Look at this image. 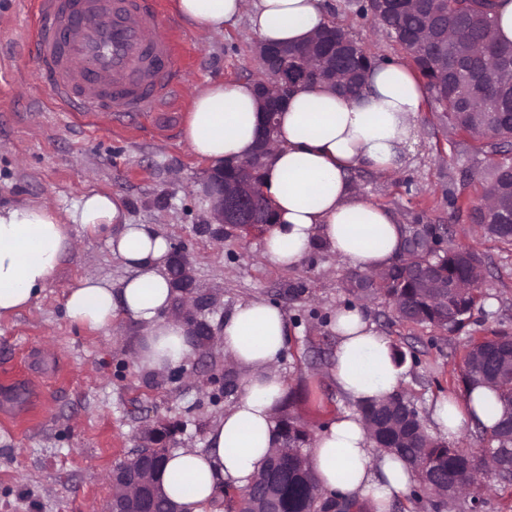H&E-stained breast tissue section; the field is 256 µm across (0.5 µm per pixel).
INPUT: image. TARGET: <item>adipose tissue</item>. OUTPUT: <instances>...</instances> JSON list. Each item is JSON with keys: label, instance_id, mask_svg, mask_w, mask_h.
<instances>
[{"label": "adipose tissue", "instance_id": "ef3b65f1", "mask_svg": "<svg viewBox=\"0 0 512 512\" xmlns=\"http://www.w3.org/2000/svg\"><path fill=\"white\" fill-rule=\"evenodd\" d=\"M193 27L218 33L248 16L268 43L306 44L326 22L322 0H174ZM425 85L406 63L387 61L368 71L363 89L346 97L315 84L293 94L276 116L274 148L264 168V191L277 214L265 232L263 262L294 269L324 243L349 266L368 272L388 268L403 250L404 229L386 207L353 185L359 168L389 175L403 164L419 138ZM263 112L248 82L215 81L191 98L183 140L198 158L219 168L244 160L259 143ZM106 238L129 274L119 287L93 275L64 295L71 322L101 329L120 314L143 334L133 355L144 373L185 364L194 346L183 321L170 314L174 293L165 272L169 239L150 224H133L118 197L89 192L59 214L45 204L0 207V320L29 308L74 248V229ZM332 377L348 407L318 432L309 461L320 490L352 499L368 512H388L414 482L396 455L373 450L358 406L390 396L405 378L390 355L389 340L361 304L337 307ZM287 323L265 299L239 303L224 318V356L241 373L237 399L212 424L202 448L168 453L160 482L186 512H222L217 487L248 489L272 448L278 447L277 415L286 385L281 361ZM502 406L482 385L461 396L437 397L429 410L430 432L446 440L466 429H493Z\"/></svg>", "mask_w": 512, "mask_h": 512}]
</instances>
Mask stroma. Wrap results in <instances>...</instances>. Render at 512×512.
I'll list each match as a JSON object with an SVG mask.
<instances>
[{"label": "stroma", "instance_id": "stroma-1", "mask_svg": "<svg viewBox=\"0 0 512 512\" xmlns=\"http://www.w3.org/2000/svg\"><path fill=\"white\" fill-rule=\"evenodd\" d=\"M161 4L163 27L180 35L184 71L158 114L139 117L125 136L109 120L85 124L57 106L40 82L37 66L21 49L33 21V0H0V206L44 203L66 212L95 190L117 196L135 224H151L171 243L185 246L197 288L213 294L216 319L238 303H277L288 324L282 365L290 412L321 430L344 407L329 376L336 336L331 313L348 300L350 268L326 249L314 250L297 269L262 263L263 235L232 232L217 241L198 234L208 218L199 185L205 161L182 139L196 87L213 80H252L259 63L248 19L204 34L188 27L172 0ZM326 17L343 27L375 58L400 59L401 46L374 22L355 15L348 0H324ZM419 141L400 170L380 177L361 170L355 186L390 208L402 224H441L453 244L484 260L482 300L470 324L455 333L395 320L381 302L365 308L392 345L406 355L405 383L420 410L442 392H461L456 364L471 336L512 332V250L500 249L456 212L451 196L477 199L490 179L474 140L441 118L433 99L419 115ZM76 245L35 303L0 320V383L32 379L30 411L0 414V512H101L108 497L106 473L136 448L146 428L181 424L170 448H202L213 420L230 400L216 396L211 375L224 371L220 345L196 350L183 376H149L132 362L139 324L118 316L111 328L73 324L64 294L92 273L119 284L127 271L103 240L74 230Z\"/></svg>", "mask_w": 512, "mask_h": 512}]
</instances>
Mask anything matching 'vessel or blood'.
Listing matches in <instances>:
<instances>
[{"mask_svg": "<svg viewBox=\"0 0 512 512\" xmlns=\"http://www.w3.org/2000/svg\"><path fill=\"white\" fill-rule=\"evenodd\" d=\"M26 42L59 103L114 127L170 98L182 68L173 38L146 0H35Z\"/></svg>", "mask_w": 512, "mask_h": 512, "instance_id": "b4317fda", "label": "vessel or blood"}]
</instances>
